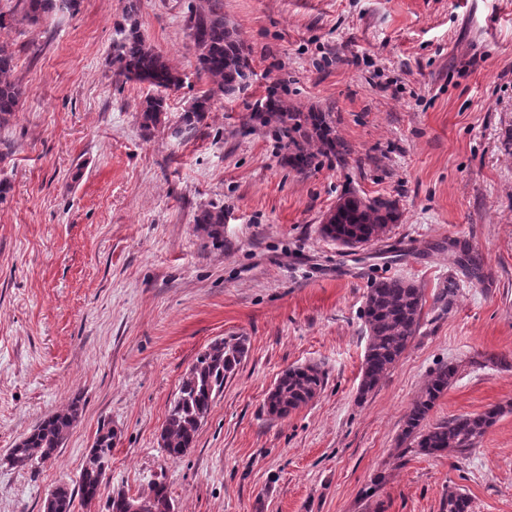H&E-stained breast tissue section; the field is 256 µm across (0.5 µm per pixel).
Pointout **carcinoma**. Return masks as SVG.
<instances>
[{"label":"carcinoma","instance_id":"1","mask_svg":"<svg viewBox=\"0 0 512 512\" xmlns=\"http://www.w3.org/2000/svg\"><path fill=\"white\" fill-rule=\"evenodd\" d=\"M23 19L37 24L59 9H74L78 0H18ZM138 0H128L121 27V40L112 52L113 74L126 80L147 82L157 89H177L183 79L167 60L140 34L136 11ZM186 26L196 52L198 74L209 79L214 88L196 97L180 117L177 132L192 131L211 110L215 93L231 96L242 89L244 73L250 68L248 55L235 31L224 22L219 0H197L188 5ZM15 54L0 43V126L6 124L19 108L23 90L14 80ZM164 97L149 96L142 103L141 124L151 131L165 121ZM252 119L263 125L275 124V133L285 141L288 164L298 171L315 169L321 158L343 160L349 155L347 144L336 136L334 120L328 112H303L280 98L267 96L256 102ZM397 208L387 199H369L350 189L339 198L334 211L326 217L322 233L334 241L360 245L378 238L386 225L396 223ZM208 236H220L224 210H205L196 219ZM423 296L413 284L399 278H383L370 286L364 309L368 344L359 384L360 394L373 391L395 366L416 335L422 316ZM245 354L244 339L216 340L201 352L183 379L171 403L160 434V447L173 460L192 448L199 428L224 379L240 364ZM457 374L453 365L439 367L412 404L404 421L402 440L425 455L446 451L461 456L469 453L477 440L503 413L491 406L478 414L460 415L435 424L428 423L437 400L448 390ZM320 365L309 363L285 369L269 390L265 406L269 416L281 418L312 401L325 384ZM80 412L75 400L68 409L44 419L12 449L9 463L22 470L35 469L49 460L65 440ZM114 433L102 428L87 453L81 469L78 490L58 485L45 499L44 512H72L74 493L86 502L102 495L99 458L112 459ZM141 506V512H174L166 485L151 486L148 494L133 497L116 490L106 498V512H128L127 506ZM445 512H471L469 497L450 490L445 498Z\"/></svg>","mask_w":512,"mask_h":512}]
</instances>
